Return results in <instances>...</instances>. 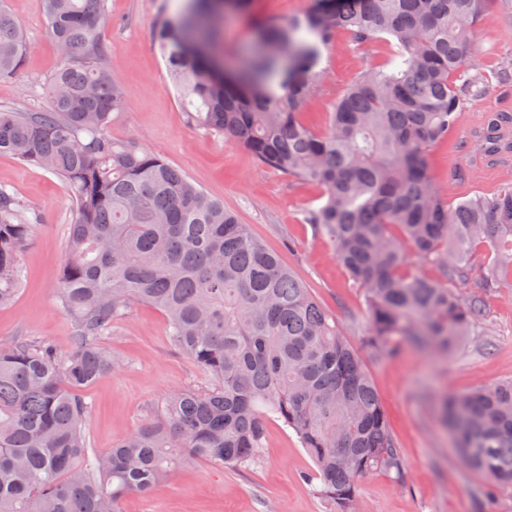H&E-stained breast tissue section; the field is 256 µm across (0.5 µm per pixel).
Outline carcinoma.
<instances>
[{
  "mask_svg": "<svg viewBox=\"0 0 512 512\" xmlns=\"http://www.w3.org/2000/svg\"><path fill=\"white\" fill-rule=\"evenodd\" d=\"M42 4L62 65L46 110L0 109V153L48 169L73 195L56 288L74 334L66 350L0 343V512H125L186 457L255 463L271 421L296 435L333 512H361L362 484L374 476L404 485L406 461L366 357L393 353L396 336L446 353L474 335L482 293L512 288V187L450 207L428 169L463 104L456 81L485 0H310L301 16L261 23L258 51L238 70L217 53L218 25L250 0H186L156 19L188 124L321 187L322 204L303 222L363 292L370 328L359 347L223 200L108 134L125 99L100 40L106 0ZM339 31L360 44L386 40L392 53L314 130L304 106ZM29 51L0 0V79L17 75ZM30 212L0 188V306L22 282ZM479 245L495 261L458 294ZM417 260L440 277L414 272ZM135 303L166 316L171 343L214 384L167 392L134 432L97 451L83 391L121 370L100 340ZM444 423L468 468L512 486V381L449 395Z\"/></svg>",
  "mask_w": 512,
  "mask_h": 512,
  "instance_id": "obj_1",
  "label": "carcinoma"
}]
</instances>
